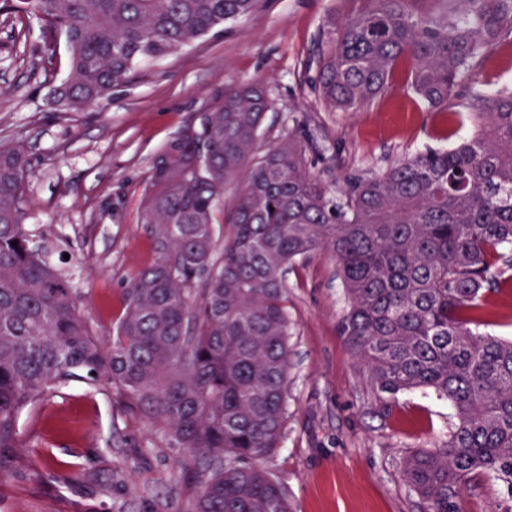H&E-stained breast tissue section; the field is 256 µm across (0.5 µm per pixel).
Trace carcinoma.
<instances>
[{"instance_id": "carcinoma-1", "label": "carcinoma", "mask_w": 512, "mask_h": 512, "mask_svg": "<svg viewBox=\"0 0 512 512\" xmlns=\"http://www.w3.org/2000/svg\"><path fill=\"white\" fill-rule=\"evenodd\" d=\"M321 36L314 90L329 112H357L396 85L435 112L464 81L448 149L406 154L335 193L308 171L312 140H261L273 100L233 82L152 163L141 221L154 261L124 295L103 342L79 314L70 275L28 229L24 147L0 141V475L33 470L18 417L70 382L109 389L165 430L192 465L191 512H290L263 465L288 421L287 271L321 249L336 260L342 331L378 397L417 389L455 423L411 452L402 477L427 512H456L477 479L512 486V340L479 331L485 293L512 286V88L486 89L475 66L512 35V0H347ZM257 0H0L34 17L46 51L62 40L66 79L48 100L81 111L111 98L143 61L248 17ZM241 183L216 238L217 208ZM17 245H11V242Z\"/></svg>"}]
</instances>
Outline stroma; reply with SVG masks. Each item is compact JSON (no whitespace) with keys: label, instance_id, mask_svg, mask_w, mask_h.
<instances>
[{"label":"stroma","instance_id":"stroma-1","mask_svg":"<svg viewBox=\"0 0 512 512\" xmlns=\"http://www.w3.org/2000/svg\"><path fill=\"white\" fill-rule=\"evenodd\" d=\"M346 9L344 0H259L247 19L139 66L111 99L81 112L47 99L65 75V45L47 56L36 19L0 23V139L28 156L26 223L51 243L49 261L72 274L77 309L99 336H111L125 289L154 259L139 206L155 155L229 83H266L274 101L268 137L290 133L330 146L332 160L308 163L327 185L436 146L443 115L405 87L357 112L320 104L312 88L319 35ZM477 72L488 87L512 86V44L492 47ZM287 285L288 422L266 466L291 512H425L401 466L408 451L448 433L447 401L421 392L377 397L341 332L347 300L328 255L298 261ZM18 429L36 470L0 477V512H190L195 487L180 452L112 392L60 388L24 410ZM456 505L512 512V487L474 481Z\"/></svg>","mask_w":512,"mask_h":512}]
</instances>
